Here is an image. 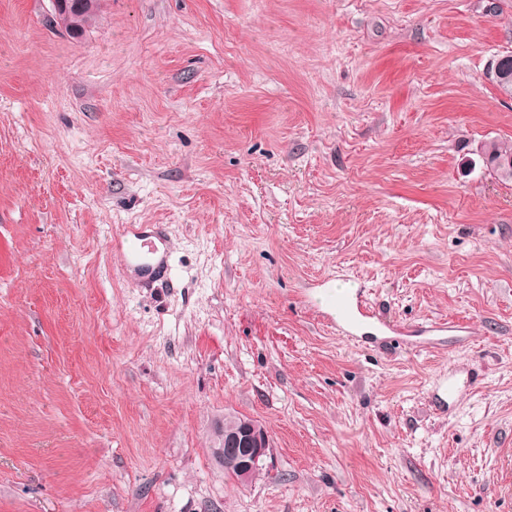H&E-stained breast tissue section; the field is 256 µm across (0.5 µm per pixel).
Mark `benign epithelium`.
<instances>
[{
    "mask_svg": "<svg viewBox=\"0 0 512 512\" xmlns=\"http://www.w3.org/2000/svg\"><path fill=\"white\" fill-rule=\"evenodd\" d=\"M51 17L72 13L78 9L92 12L96 0H50ZM268 432L254 421H244L235 430L222 433L219 455L224 464L234 467L244 483L252 480L265 468L271 457Z\"/></svg>",
    "mask_w": 512,
    "mask_h": 512,
    "instance_id": "benign-epithelium-1",
    "label": "benign epithelium"
}]
</instances>
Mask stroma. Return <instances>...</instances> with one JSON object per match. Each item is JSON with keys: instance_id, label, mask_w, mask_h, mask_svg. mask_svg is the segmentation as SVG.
Segmentation results:
<instances>
[{"instance_id": "1", "label": "stroma", "mask_w": 512, "mask_h": 512, "mask_svg": "<svg viewBox=\"0 0 512 512\" xmlns=\"http://www.w3.org/2000/svg\"><path fill=\"white\" fill-rule=\"evenodd\" d=\"M50 12L0 0V512H512V183L474 153L512 0ZM331 276L405 335H338ZM228 413L272 441L246 485ZM463 387L457 372L448 369V375L441 376L435 385L434 398L437 406L443 410L450 408L463 392Z\"/></svg>"}]
</instances>
